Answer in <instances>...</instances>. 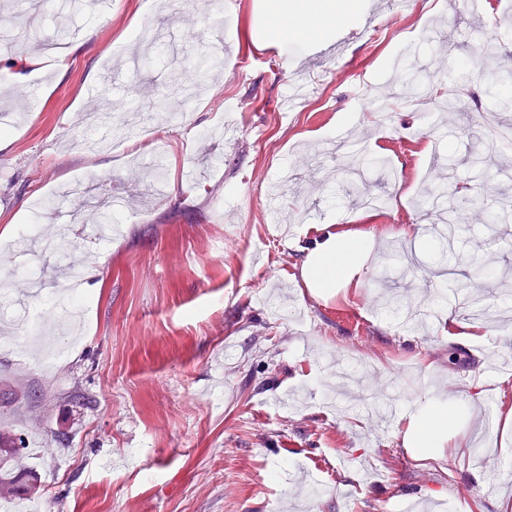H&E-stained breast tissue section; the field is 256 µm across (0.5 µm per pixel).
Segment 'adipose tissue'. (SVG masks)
<instances>
[{
  "instance_id": "obj_1",
  "label": "adipose tissue",
  "mask_w": 512,
  "mask_h": 512,
  "mask_svg": "<svg viewBox=\"0 0 512 512\" xmlns=\"http://www.w3.org/2000/svg\"><path fill=\"white\" fill-rule=\"evenodd\" d=\"M349 9L348 0H275V31L307 38ZM368 238L367 232L358 229L329 233L318 240L304 262L312 287L327 290L350 283L365 258Z\"/></svg>"
}]
</instances>
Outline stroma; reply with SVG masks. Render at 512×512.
Masks as SVG:
<instances>
[{"label": "stroma", "instance_id": "obj_1", "mask_svg": "<svg viewBox=\"0 0 512 512\" xmlns=\"http://www.w3.org/2000/svg\"><path fill=\"white\" fill-rule=\"evenodd\" d=\"M223 2L222 62L191 97L177 86L209 50L205 0H113L107 12L49 0L36 13L0 0L15 33L0 46V74L15 78L0 86V230L43 249L35 271L0 251V334L39 307L51 324L59 239L85 267V314L57 338L64 357L0 352V430L26 444L11 468L40 478L37 512H512V221L440 241L414 208L450 180L468 215L512 192V147L482 120L501 93L475 83L479 109L443 117L409 88L429 73L439 92L463 86L486 56L512 69V7L352 0L312 58L305 41L272 38L273 0ZM51 43L66 69L22 78ZM150 116L165 147L156 168L110 141ZM341 137L386 176L336 179ZM466 156L477 164L439 165ZM77 181L128 197L112 212L120 234L52 221ZM326 224L370 225L373 243L359 278L322 292L303 249ZM387 224L413 233L384 236ZM477 259L497 270L482 289ZM477 295L485 336L450 339ZM451 403L471 407L467 447L409 445L417 412Z\"/></svg>", "mask_w": 512, "mask_h": 512}]
</instances>
